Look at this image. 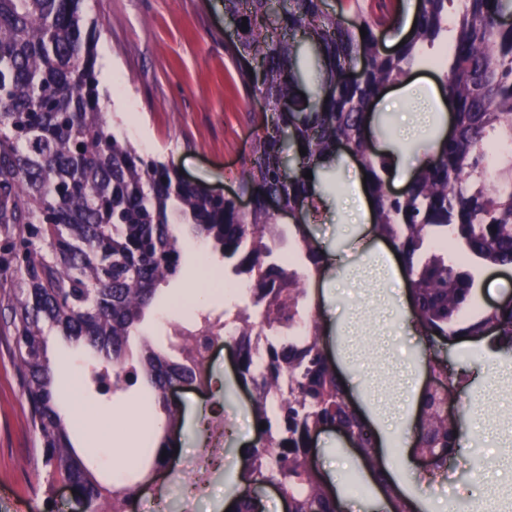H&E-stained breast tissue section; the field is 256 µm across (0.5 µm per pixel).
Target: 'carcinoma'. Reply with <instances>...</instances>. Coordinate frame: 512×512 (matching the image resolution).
Segmentation results:
<instances>
[{"label": "carcinoma", "instance_id": "carcinoma-1", "mask_svg": "<svg viewBox=\"0 0 512 512\" xmlns=\"http://www.w3.org/2000/svg\"><path fill=\"white\" fill-rule=\"evenodd\" d=\"M82 2L0 0V276L17 275L8 318L38 432L46 504L58 510L53 493L61 482L87 512H129L141 492L137 482H101L71 443L46 357L49 333L92 354V379L103 388L146 385L166 426L178 425L180 408L169 389L200 376L210 331L157 348L140 327L180 266L173 225L188 224L250 287L251 306L224 311L233 317L239 375L253 389L255 424H265L257 429L260 447L244 457L237 512H264L256 491L269 481L279 483L289 512H339L321 474L307 466L311 437L326 427L355 440L394 512H415L396 499L373 435L322 346L302 287L322 275L319 247L300 237L302 271L284 268L277 259L281 215L270 201L296 224L317 219L323 208L317 176L346 148L367 174L374 232L401 256L411 318L429 349L492 328L499 347L512 351L511 304L459 327L475 302L474 270L512 266V27L497 22L512 13V0H463L458 9L456 0H420L413 29L394 53L382 41L399 23L398 8L387 17L374 10V0L332 6L285 0L273 17L268 0H224V14L236 22L224 51L235 65L239 94L262 122L239 175L241 189L252 193L247 213L112 131ZM453 10L448 52L436 57ZM308 42L320 65L311 84L303 73ZM420 62L443 69L453 133L415 168L407 194L393 197L395 157L373 148L368 117L381 92ZM437 237L450 240L469 265L435 249ZM136 338L140 355L133 358ZM433 371L453 389L420 398L414 449L435 455L419 476L426 490L448 457L470 452L458 420L447 414L450 404L469 409L459 392L466 375L439 361Z\"/></svg>", "mask_w": 512, "mask_h": 512}]
</instances>
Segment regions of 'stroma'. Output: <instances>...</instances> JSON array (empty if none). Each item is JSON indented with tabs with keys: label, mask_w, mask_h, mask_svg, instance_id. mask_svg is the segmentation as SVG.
Here are the masks:
<instances>
[{
	"label": "stroma",
	"mask_w": 512,
	"mask_h": 512,
	"mask_svg": "<svg viewBox=\"0 0 512 512\" xmlns=\"http://www.w3.org/2000/svg\"><path fill=\"white\" fill-rule=\"evenodd\" d=\"M85 15L95 20L97 55L112 57V72L120 93L102 87L101 102L111 108L108 122L144 155L174 164L184 177L215 189L238 186V173L260 133V115L253 112L235 85L236 69L224 54L223 0H84ZM408 123L396 100H380L372 120L375 147L395 148L408 141L412 164H419L422 136L406 137ZM357 162L340 153L332 172V192L317 222L306 233L323 250L341 252L345 266L330 268L323 279L308 281L311 305L319 318H331L336 330L323 342L336 369L353 376L351 394L361 408L387 394L397 373L412 374L417 388L430 378L429 354L422 337L404 324H391L390 314L375 302L399 299L404 286L383 283L381 289L364 284L348 272L366 263L354 246L364 232L357 224L354 197L363 190ZM48 358L73 359L81 372L73 384L62 386L60 413L74 447L85 445L83 418L98 409H137L146 391L135 386L104 395L87 390V352L56 336L48 338ZM449 368L467 369L473 382L467 395H482L478 418H464V429L475 430L481 453L449 461L448 476L430 490L433 500H453L456 512H470L472 504L485 512H512V377L497 380L492 370L512 366V353L501 350L491 337L455 341L443 351ZM212 374L216 387L200 392L184 388L178 394L183 419L170 432L172 459L181 471L151 466L135 468L127 477L142 482L145 493L133 512H151L152 497H163L168 512H224V498L236 494L244 449L257 443L249 390L240 382L231 343L217 352ZM221 411L232 433L224 443V466L212 472L207 491L198 497L185 493L198 474L197 462L209 440L197 424L199 417ZM313 463L323 479L338 476L346 496L342 512H367L377 490L368 482L365 463L339 433L321 432ZM39 439L33 430L25 398V383L15 357V336L0 315V512H47L40 489L45 480L36 453ZM497 461L493 477H486L488 461Z\"/></svg>",
	"instance_id": "35a3bbf8"
}]
</instances>
